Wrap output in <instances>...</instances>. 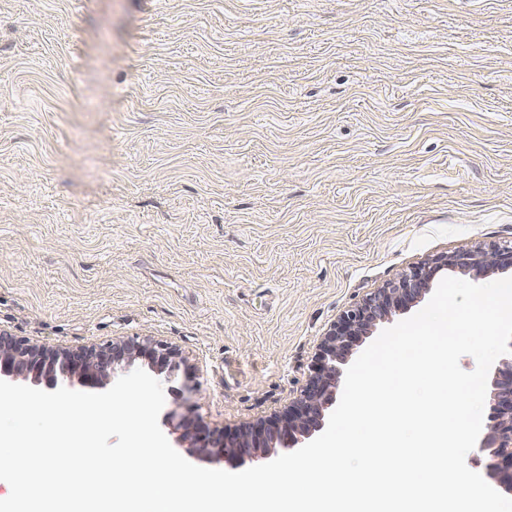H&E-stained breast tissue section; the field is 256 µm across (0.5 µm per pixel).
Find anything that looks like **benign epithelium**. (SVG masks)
I'll return each instance as SVG.
<instances>
[{
  "mask_svg": "<svg viewBox=\"0 0 512 512\" xmlns=\"http://www.w3.org/2000/svg\"><path fill=\"white\" fill-rule=\"evenodd\" d=\"M485 277L512 271V242L438 255L411 267L399 278L386 283L355 303L333 322L314 353L310 373L299 397L285 411L266 421L234 432L211 429L192 417L184 392L192 393L191 376L178 349L151 338H128L77 351H52L0 332V375H26L52 382L76 379L101 385L116 367L130 369L145 363L155 373L176 383L171 392L177 410L169 418L178 419L182 439L189 447L214 462L244 460L278 447L288 452L324 425L326 412L335 403L340 387L341 366L354 347L378 322L392 311L421 299L430 282L442 270ZM489 425L478 448L486 468L512 491V355L499 361L488 397Z\"/></svg>",
  "mask_w": 512,
  "mask_h": 512,
  "instance_id": "1",
  "label": "benign epithelium"
}]
</instances>
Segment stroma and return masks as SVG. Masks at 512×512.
I'll return each instance as SVG.
<instances>
[{
  "mask_svg": "<svg viewBox=\"0 0 512 512\" xmlns=\"http://www.w3.org/2000/svg\"><path fill=\"white\" fill-rule=\"evenodd\" d=\"M512 240V0H0V332L288 407L339 315Z\"/></svg>",
  "mask_w": 512,
  "mask_h": 512,
  "instance_id": "stroma-1",
  "label": "stroma"
}]
</instances>
